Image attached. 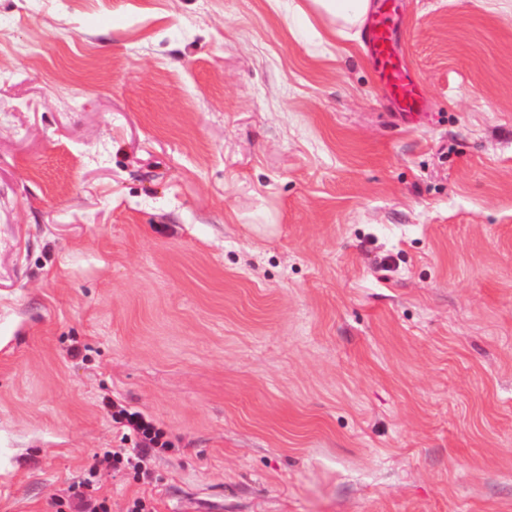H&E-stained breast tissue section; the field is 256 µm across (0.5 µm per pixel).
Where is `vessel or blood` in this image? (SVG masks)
Listing matches in <instances>:
<instances>
[{
	"instance_id": "b4317fda",
	"label": "vessel or blood",
	"mask_w": 512,
	"mask_h": 512,
	"mask_svg": "<svg viewBox=\"0 0 512 512\" xmlns=\"http://www.w3.org/2000/svg\"><path fill=\"white\" fill-rule=\"evenodd\" d=\"M367 34L368 53L387 96L403 113L419 111L424 100L423 89L401 59L394 36L391 9L379 11L370 18Z\"/></svg>"
}]
</instances>
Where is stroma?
<instances>
[{"label":"stroma","instance_id":"1","mask_svg":"<svg viewBox=\"0 0 512 512\" xmlns=\"http://www.w3.org/2000/svg\"><path fill=\"white\" fill-rule=\"evenodd\" d=\"M305 4L0 0V512H512V0ZM311 10L319 17L335 18L351 27H362L373 4L371 0H308ZM374 14L367 25V48L374 63L378 81L392 103L403 113L418 112L424 94L419 82L410 75L398 51L392 25L393 0ZM103 406L110 412L113 421L122 424L140 437V449L144 455L154 448L162 450L169 447L167 441H161L163 432L141 413L128 410L125 406L112 401L110 397L103 399Z\"/></svg>","mask_w":512,"mask_h":512}]
</instances>
